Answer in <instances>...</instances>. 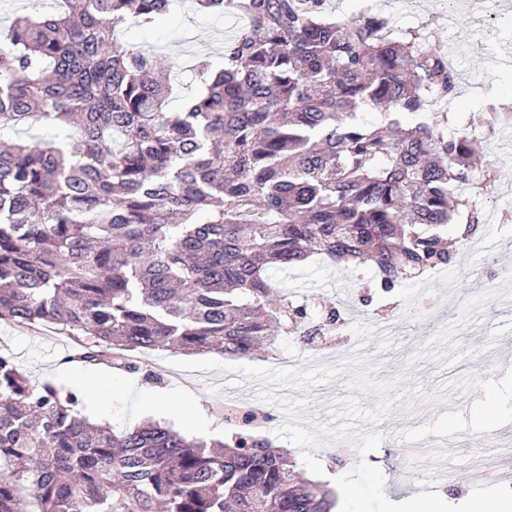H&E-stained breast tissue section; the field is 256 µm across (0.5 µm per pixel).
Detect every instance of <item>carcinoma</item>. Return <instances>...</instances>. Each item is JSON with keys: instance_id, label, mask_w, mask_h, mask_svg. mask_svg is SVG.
Listing matches in <instances>:
<instances>
[{"instance_id": "cac0c4a2", "label": "carcinoma", "mask_w": 512, "mask_h": 512, "mask_svg": "<svg viewBox=\"0 0 512 512\" xmlns=\"http://www.w3.org/2000/svg\"><path fill=\"white\" fill-rule=\"evenodd\" d=\"M170 0H61L0 41V321L52 324L74 358L134 372L137 354L218 349L247 358L278 332L310 343L307 310L270 300L269 269L314 255L369 266L387 294L455 262L447 233L479 227L460 192L480 141L448 135V53L390 15L341 18L328 0H193L248 31L224 63L195 60L171 99L153 53L118 36ZM376 111L381 127L363 122ZM82 399L35 385L0 354V512H333L327 484L230 409L231 441L190 440L146 419L116 431Z\"/></svg>"}]
</instances>
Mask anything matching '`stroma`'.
I'll return each mask as SVG.
<instances>
[{
	"label": "stroma",
	"mask_w": 512,
	"mask_h": 512,
	"mask_svg": "<svg viewBox=\"0 0 512 512\" xmlns=\"http://www.w3.org/2000/svg\"><path fill=\"white\" fill-rule=\"evenodd\" d=\"M442 5L443 0H415L410 8L403 0H329L333 13L339 15L385 9L399 34L419 28L424 16ZM122 30L131 40L157 51L162 63L172 67L181 91L187 92L193 88L194 56L206 53L214 64H221L224 40L237 32L238 25L221 15L195 12L189 0H172L171 11L163 19L148 26L129 22ZM433 39L447 49L459 77L460 106L452 113V123L484 138L483 156L494 171L485 194L495 217L483 222L482 234L497 245L495 266H488L480 255L461 250L446 277L430 285L432 297L447 299L450 307L459 310V318L433 326L416 319L408 310L416 297L410 280L387 295L375 297L371 305H363L362 297L368 294L371 281L366 267L344 272L315 257L302 269L270 273L276 289L306 300L312 310L344 299L359 312L360 322L371 325L385 318L395 332L424 335L422 345L398 356L389 355L387 339L373 337L365 357L377 378L405 374L411 384L428 393L439 383L463 375L498 380L506 372L498 360V349L512 338V289L493 290L488 282L495 272L512 271V124L486 135L482 101L488 96L512 98V0H467L463 8L436 22ZM0 353L12 356L32 382L50 381L65 390H78L83 397L82 414L117 431L153 418L190 439L220 440L228 432L224 421V402L228 399L269 413L261 431L264 437H272L285 420L277 404L256 399L257 384L230 385L229 374L217 370L175 369L173 360L182 356L178 350L145 353L138 371L119 372L103 364L74 360L72 339L55 326L31 329L0 321ZM249 362L307 369L316 360L306 345L288 335L281 337L277 350L256 352ZM145 391L163 394L164 402L144 405L140 395ZM482 396L479 390L464 397L454 391L443 404L418 401L406 409L398 406L378 424V431L385 436L384 448L396 454L393 470L384 473L385 493L391 501L436 490L447 502L458 504L475 485L488 483L484 470L472 463L459 465L446 485H433L420 478L421 472L435 469L442 460L464 456L474 440L470 433L431 447L429 455L415 464L400 455L401 443L395 437L397 430L421 426L444 412L469 410L473 400Z\"/></svg>",
	"instance_id": "1"
}]
</instances>
